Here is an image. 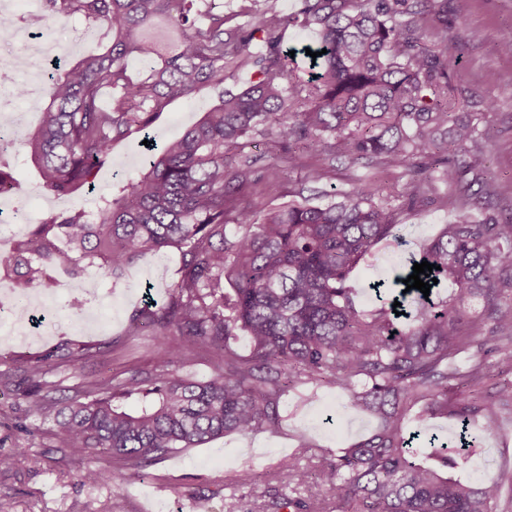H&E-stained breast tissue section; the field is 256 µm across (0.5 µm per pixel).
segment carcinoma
<instances>
[{
	"label": "carcinoma",
	"instance_id": "cac0c4a2",
	"mask_svg": "<svg viewBox=\"0 0 512 512\" xmlns=\"http://www.w3.org/2000/svg\"><path fill=\"white\" fill-rule=\"evenodd\" d=\"M44 10L103 25L100 52L71 64L49 85L46 117L34 129L0 120L13 149L0 150V197L17 189L10 158L24 154L39 170L44 190L74 195L94 190L113 148L133 134L148 141L142 173L103 196L95 209L50 213L22 224L15 248L0 254V276L19 297L53 291L58 269L80 275L94 266L117 279L148 254L176 248L178 279L162 303L134 313L127 333L152 328L161 356L153 373L102 375L59 398L50 380L52 356L26 361L25 377L0 371V387L26 403L17 427L49 423L55 447L87 458L104 453L118 471H82L91 485H112L172 453L218 436L276 434L283 427L282 396L295 385L338 387L347 411L366 414L374 430L341 448L301 440L283 460L278 485L261 492L262 512H496L512 507V472L475 481L461 476L479 455L466 440L481 421L496 429L512 403V381L493 394L480 388L489 376L485 351L498 373H512V218H475L491 204L487 158L478 129L491 111L485 99L455 95L448 58V0H299L289 15L257 3L244 7L242 24L227 19L216 0H44ZM310 29L307 48L283 47L282 32ZM327 53L313 58L306 50ZM150 63L135 81L128 59ZM251 69L249 82L227 90L175 139L158 143L151 129L173 101L202 88L221 87L227 75ZM112 93L109 108L104 91ZM257 134L268 139L265 160L246 149ZM324 165L306 180L321 181L328 164L344 159L423 176L407 195L410 208L432 204L431 184L454 188L456 220L420 249L416 263L440 266L420 279L425 297H411L399 324L393 303L363 310L349 275L373 247L393 235L398 209L384 189L363 182L342 200L298 202L268 209L238 198L250 185L278 187L303 167L301 150ZM234 224L238 231L227 227ZM438 283H433V280ZM230 288H225L224 284ZM478 315L469 314L474 305ZM487 335L474 334L476 324ZM244 337L249 353L234 340ZM215 361L206 379L180 373L197 350ZM90 347L60 356V363L103 359ZM460 390L448 398L451 389ZM135 398L138 412L117 401ZM450 417L461 427L460 446L448 447L408 424ZM325 497L304 495L310 477Z\"/></svg>",
	"mask_w": 512,
	"mask_h": 512
}]
</instances>
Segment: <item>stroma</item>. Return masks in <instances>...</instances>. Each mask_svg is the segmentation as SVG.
<instances>
[{"label": "stroma", "instance_id": "stroma-1", "mask_svg": "<svg viewBox=\"0 0 512 512\" xmlns=\"http://www.w3.org/2000/svg\"><path fill=\"white\" fill-rule=\"evenodd\" d=\"M472 32L479 33L480 38L470 43L466 37ZM447 38L449 46H465L462 55L451 59L457 86L493 104L492 112L479 122L488 157L486 179L497 190L494 215L511 213L512 57L501 55L498 45L512 39V0H448ZM216 98V91L205 90L174 103L153 128L156 140L178 137ZM142 154L138 140L120 144L112 151L110 165L100 170L94 193L59 197L45 193L28 159L17 156L13 165L19 189L15 196L0 201V208L18 209L26 223L36 224L52 212L94 207L99 196L111 193L114 176L136 173ZM369 178L392 184L397 197L410 191L406 175L339 160L320 182H308L304 173L298 172L279 188L258 184L248 188L245 196L262 198L268 207L275 208L301 191L314 197L316 203L326 204L341 200L353 184ZM433 188L437 203L401 211L398 237L379 243L373 255L352 272L351 283L360 290L358 301L363 308L377 304L368 288L370 282L393 276L395 269L418 253L443 225L454 221L455 210L442 203L443 198L453 197V189L439 182ZM179 267L180 255L170 249L138 261L116 281L99 278L93 270L77 278L59 273L62 286L44 308L51 324L49 333L27 339L0 338V370L16 368L25 359L60 348L113 345L109 366L94 359L58 368L68 397L73 396L77 384L99 376L107 367L115 373L127 368L154 370L159 359L151 336H130L126 328L145 298L159 300L165 296ZM77 297L86 302L84 315L78 320L70 310L71 301ZM346 402V394L336 389H318L310 399L289 393L281 405L285 422L279 433L217 437L148 466L122 487L112 489L89 485L79 478L89 466L111 469L108 456L77 459L65 455L55 448L44 428L30 435L18 433L15 423L25 405L18 397L1 395L0 453L19 447L26 450L10 472L0 474V484L10 490L5 508L7 512H251L254 492L272 478L280 460L293 453L299 437L334 448L373 429L368 417L347 414ZM482 441L486 452L468 465L467 475L475 479L504 469L512 471V408L502 410L495 433L483 435Z\"/></svg>", "mask_w": 512, "mask_h": 512}]
</instances>
